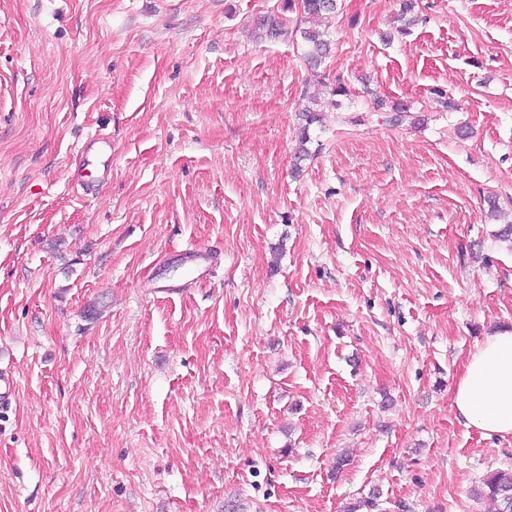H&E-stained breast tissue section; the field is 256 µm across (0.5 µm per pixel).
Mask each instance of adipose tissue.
I'll return each mask as SVG.
<instances>
[{
  "mask_svg": "<svg viewBox=\"0 0 512 512\" xmlns=\"http://www.w3.org/2000/svg\"><path fill=\"white\" fill-rule=\"evenodd\" d=\"M460 421L486 436H512V329L486 336L452 391Z\"/></svg>",
  "mask_w": 512,
  "mask_h": 512,
  "instance_id": "obj_1",
  "label": "adipose tissue"
}]
</instances>
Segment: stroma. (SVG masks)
<instances>
[{"instance_id":"35a3bbf8","label":"stroma","mask_w":512,"mask_h":512,"mask_svg":"<svg viewBox=\"0 0 512 512\" xmlns=\"http://www.w3.org/2000/svg\"><path fill=\"white\" fill-rule=\"evenodd\" d=\"M279 2L0 0V512H496L451 391L512 329V0H340L324 86ZM294 0H281L276 10L271 9L256 25L255 36L265 40H279L288 38V11L295 6ZM313 102L312 106L307 107L306 109L301 112L300 119L303 121L302 124V132H301V140H300V147L298 150V156H296L297 161L303 160L305 157L309 156V149L306 147L307 143L311 141L310 136V127L313 126L316 123L320 122V115L319 111L317 110L314 105H317ZM112 153V142L107 137L96 138L90 143L87 152V166L100 169L103 167L105 173L109 167ZM182 264L187 265L190 272L204 267L205 270L213 266V254L207 248L191 245L182 250Z\"/></svg>"}]
</instances>
